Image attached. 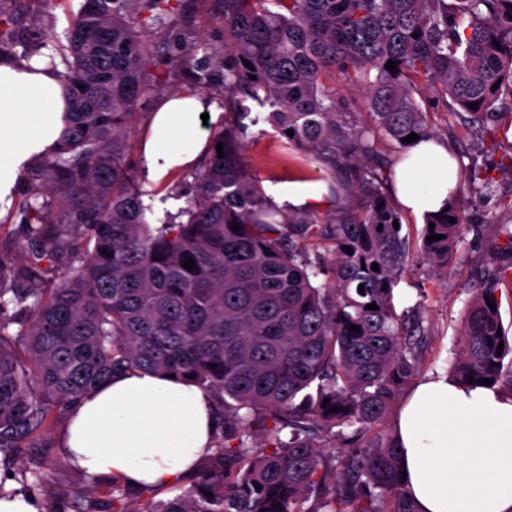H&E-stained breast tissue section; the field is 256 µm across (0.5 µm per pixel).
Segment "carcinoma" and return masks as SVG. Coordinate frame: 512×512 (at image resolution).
Masks as SVG:
<instances>
[{
    "mask_svg": "<svg viewBox=\"0 0 512 512\" xmlns=\"http://www.w3.org/2000/svg\"><path fill=\"white\" fill-rule=\"evenodd\" d=\"M220 2L215 52L189 41L184 0H84L56 40L71 111L53 151L24 173L28 245L10 263L15 287L0 280V466L20 485L1 480L0 497L29 492L28 470L14 465L35 451L37 484L52 477L56 459L33 442L49 423L115 374L146 371L192 374L213 392L224 442L168 502L150 495L130 507L114 476L76 512H383L387 498L393 512H416L384 433L425 334L420 312L394 302L410 240L393 227L401 215L384 187L385 148L407 149L411 133L434 137L415 99L430 90L506 147L500 167L512 168V0ZM155 25L167 28L157 47L144 35ZM39 39L0 7V48ZM338 79L364 86L371 122L336 97ZM175 81L222 86L224 125L186 207L155 226L129 133L141 101ZM248 100L271 108L267 121L299 150L300 167L324 170L326 214L285 215L257 186L231 118ZM493 183L487 171L469 175L481 196ZM424 220L420 255L446 272L467 230L464 200L456 194ZM66 259L60 280L47 279ZM502 279L500 267L487 274L470 302L455 379L512 387V342L500 308L488 306L500 303ZM313 386L316 397L294 404ZM344 425L378 432L336 469L324 448Z\"/></svg>",
    "mask_w": 512,
    "mask_h": 512,
    "instance_id": "cac0c4a2",
    "label": "carcinoma"
}]
</instances>
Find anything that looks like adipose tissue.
<instances>
[{
    "mask_svg": "<svg viewBox=\"0 0 512 512\" xmlns=\"http://www.w3.org/2000/svg\"><path fill=\"white\" fill-rule=\"evenodd\" d=\"M64 82L42 59L0 56V202L23 168L56 143L67 112ZM206 95L186 89L156 107L144 145L152 180L191 165L206 148ZM396 197L408 212L441 210L460 182L448 148L431 139L394 169ZM213 396L186 380L130 371L84 397L68 415L65 460L91 475L167 490L211 453ZM405 487L417 512H512V395L440 374L417 384L395 423Z\"/></svg>",
    "mask_w": 512,
    "mask_h": 512,
    "instance_id": "ef3b65f1",
    "label": "adipose tissue"
}]
</instances>
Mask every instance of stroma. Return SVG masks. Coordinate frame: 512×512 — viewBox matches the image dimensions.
<instances>
[{"label": "stroma", "instance_id": "obj_1", "mask_svg": "<svg viewBox=\"0 0 512 512\" xmlns=\"http://www.w3.org/2000/svg\"><path fill=\"white\" fill-rule=\"evenodd\" d=\"M83 0H58L55 8L44 9L40 0H5V8L17 12L23 27L37 28L43 33L34 56L48 58L54 52L57 36L62 35L73 14ZM418 104L428 114V121L436 139L445 141L460 167L478 165L492 170V195L477 199L466 210L468 223L486 224L483 236L464 234L447 273L438 274L421 262L418 253H411L407 272L395 292L398 310L416 306L423 318L425 336L418 351L414 380H422L440 373L452 374L463 339L466 311L481 274L489 267L491 256L499 255L512 231V212L503 210L500 199L512 198V170L499 169L500 152L480 150L469 125L449 122L448 114L437 106L432 94L418 97ZM236 121L244 127L245 159L250 171L258 178L269 198L287 190L298 182L312 183L320 192H327L328 182L322 171H298L293 164L294 147L275 133L267 121V111L258 105L237 115ZM135 179L143 191L152 194L156 219L178 213L185 207L194 182L190 170H182L167 181L150 179L145 163H138ZM108 477L94 478L75 469L66 461H59L56 475L47 487L35 490V497L53 504L57 512H73L70 492L81 488L86 494H102Z\"/></svg>", "mask_w": 512, "mask_h": 512}]
</instances>
